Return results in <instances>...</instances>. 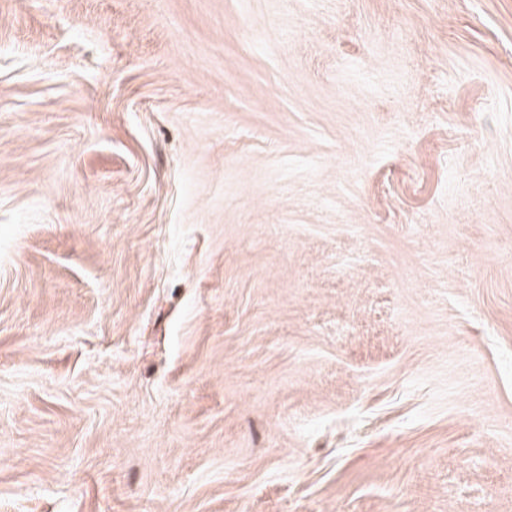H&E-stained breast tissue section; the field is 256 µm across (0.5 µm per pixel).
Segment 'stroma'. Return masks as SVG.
Returning a JSON list of instances; mask_svg holds the SVG:
<instances>
[{"instance_id":"obj_1","label":"stroma","mask_w":512,"mask_h":512,"mask_svg":"<svg viewBox=\"0 0 512 512\" xmlns=\"http://www.w3.org/2000/svg\"><path fill=\"white\" fill-rule=\"evenodd\" d=\"M0 512H512V0H0Z\"/></svg>"}]
</instances>
